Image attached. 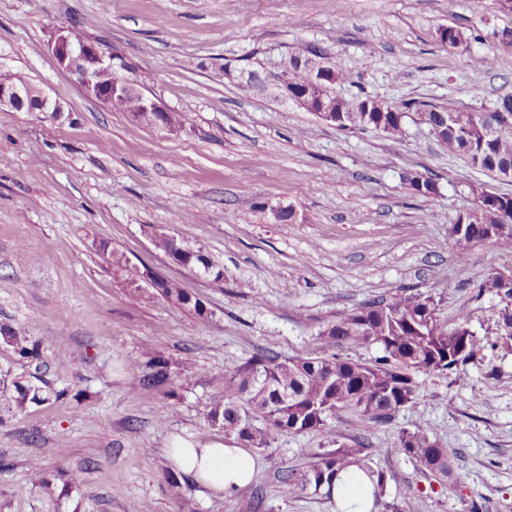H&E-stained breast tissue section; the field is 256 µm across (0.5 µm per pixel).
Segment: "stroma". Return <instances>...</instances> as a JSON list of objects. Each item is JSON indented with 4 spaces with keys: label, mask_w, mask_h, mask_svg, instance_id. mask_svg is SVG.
Here are the masks:
<instances>
[{
    "label": "stroma",
    "mask_w": 512,
    "mask_h": 512,
    "mask_svg": "<svg viewBox=\"0 0 512 512\" xmlns=\"http://www.w3.org/2000/svg\"><path fill=\"white\" fill-rule=\"evenodd\" d=\"M60 23L123 52L186 129L152 131L86 97L49 48ZM448 26L462 45L439 41ZM505 30L512 0H0V71L63 107L0 109V326L41 342L22 359L0 341V388L22 377L61 394L22 408L0 395V512H338L282 482L329 450L321 432L276 436L221 500L165 450L223 440L207 419L217 378L254 356L374 360L378 346L323 335L361 304L430 294L444 328L464 308L476 335L497 336L503 304L486 281L500 245L457 259L450 228L476 207L471 186L510 196L512 181L448 154L416 110L399 140L342 130L283 98L278 78L317 47L349 75L335 86L345 99L491 112L512 96ZM417 175L433 194L412 188ZM155 231L195 241L222 279L173 263ZM114 250L179 281L203 313L135 300ZM460 371L420 376L414 405L387 422L332 418L339 444L362 441L390 475L379 512H512V352L484 348ZM404 429L453 452L447 480L396 451Z\"/></svg>",
    "instance_id": "35a3bbf8"
}]
</instances>
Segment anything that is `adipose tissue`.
<instances>
[{"mask_svg": "<svg viewBox=\"0 0 512 512\" xmlns=\"http://www.w3.org/2000/svg\"><path fill=\"white\" fill-rule=\"evenodd\" d=\"M167 455L177 472L205 486L218 498L246 487L254 476V457L234 444L216 442L198 448L191 443L180 442L168 449Z\"/></svg>", "mask_w": 512, "mask_h": 512, "instance_id": "obj_1", "label": "adipose tissue"}]
</instances>
